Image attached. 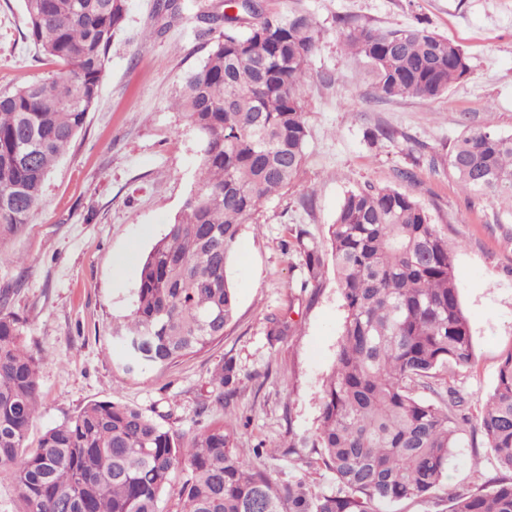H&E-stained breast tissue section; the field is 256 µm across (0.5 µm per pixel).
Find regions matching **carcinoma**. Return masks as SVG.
<instances>
[{
  "instance_id": "obj_1",
  "label": "carcinoma",
  "mask_w": 512,
  "mask_h": 512,
  "mask_svg": "<svg viewBox=\"0 0 512 512\" xmlns=\"http://www.w3.org/2000/svg\"><path fill=\"white\" fill-rule=\"evenodd\" d=\"M246 31L224 18L206 60L187 77L180 107L199 133L204 178L144 259L131 318L113 340L133 364L164 368L224 335L236 313L227 264L240 226L286 192L306 159L303 86L319 49L308 14L280 17L262 0ZM28 37L60 72L0 90V264L19 258L5 241L33 223L46 177L83 128L99 92L126 0H24ZM346 49L360 56L379 98L434 99L470 73L456 41L425 26L372 27L341 20ZM466 190L512 193V136L472 127L448 152ZM295 239L310 278L322 258ZM345 317L334 367L322 385L316 447L335 489L279 485L236 447L233 420L188 435L140 410L92 401L27 443L38 411L41 358L25 351L23 323L0 294V479L18 493L17 512H381L424 500L442 484L459 426L469 424L512 472V353L478 414L448 387H428L473 359L448 239L425 208L394 187L347 192L329 228ZM231 361L212 375L233 396ZM444 512H512V479L493 477L448 498Z\"/></svg>"
}]
</instances>
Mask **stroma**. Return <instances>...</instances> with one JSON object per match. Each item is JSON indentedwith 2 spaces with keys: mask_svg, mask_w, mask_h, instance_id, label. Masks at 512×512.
<instances>
[{
  "mask_svg": "<svg viewBox=\"0 0 512 512\" xmlns=\"http://www.w3.org/2000/svg\"><path fill=\"white\" fill-rule=\"evenodd\" d=\"M177 2L178 11L161 13L156 0H127L83 129L48 174L34 222L4 245L20 261L0 267V290L12 289L23 343L42 358L28 441L96 400L188 434L228 414L243 420L237 445L253 467L328 491L333 475L313 439L345 316L328 258L329 226L347 191L398 188L447 235L474 348L471 367L454 375L470 413L512 353V196L468 192L448 169L468 125L512 134V0H265L275 13L309 14L319 29L304 86L306 162L288 193L241 226L227 269L237 309L223 337L168 367L131 372L113 332L134 308L142 261L202 177L200 137L176 102L213 44L203 15L224 11V0ZM343 16L382 28L423 23L462 45L471 72L436 99L376 98L343 47ZM59 70L28 39L21 0H0V89ZM381 126L395 129L394 140L371 139ZM300 229L326 260L316 289L304 285ZM276 318L291 330L271 335ZM227 360L239 384L225 410L211 374ZM497 472L481 435L464 429L432 498L385 512H443L448 496Z\"/></svg>",
  "mask_w": 512,
  "mask_h": 512,
  "instance_id": "35a3bbf8",
  "label": "stroma"
}]
</instances>
